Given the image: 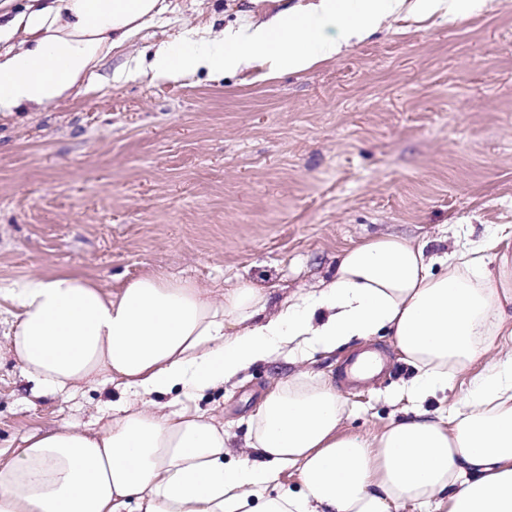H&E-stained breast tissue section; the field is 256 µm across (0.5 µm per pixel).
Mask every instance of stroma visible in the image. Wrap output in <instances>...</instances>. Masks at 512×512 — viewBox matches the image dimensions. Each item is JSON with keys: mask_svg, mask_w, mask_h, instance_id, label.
I'll return each mask as SVG.
<instances>
[{"mask_svg": "<svg viewBox=\"0 0 512 512\" xmlns=\"http://www.w3.org/2000/svg\"><path fill=\"white\" fill-rule=\"evenodd\" d=\"M64 104L0 112V451L25 432L99 430L118 391L34 394L6 335L3 295L36 274L80 273L105 291L159 270L223 292L246 280L281 303L327 277L348 246L401 235L441 254L499 237L512 253V0L383 25L336 60L220 81H114L136 48L185 49L198 0H170ZM385 352V374L348 389L346 358ZM307 371L336 384L344 429L370 435L404 408L412 369L390 336L296 363L259 364L200 400L246 455L260 396Z\"/></svg>", "mask_w": 512, "mask_h": 512, "instance_id": "obj_1", "label": "stroma"}]
</instances>
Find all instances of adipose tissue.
Wrapping results in <instances>:
<instances>
[{
    "mask_svg": "<svg viewBox=\"0 0 512 512\" xmlns=\"http://www.w3.org/2000/svg\"><path fill=\"white\" fill-rule=\"evenodd\" d=\"M460 0H300L269 20L205 34L184 54L164 43L116 72L214 80L260 65L301 72L388 21L458 14ZM166 10L163 0H28L0 11V112L68 100L116 48ZM494 238L442 255L395 235L344 250L317 287L272 305L247 281L216 295L149 272L108 293L79 274L29 276L8 350L44 392L97 380L122 395L101 430L62 426L18 440L0 459V512H512V257ZM386 333L414 375L410 409L370 436L345 432L346 404L326 379L299 374L250 419V455L227 452L223 423L199 400L259 363L336 351ZM468 397L427 403L476 362ZM172 396L177 409H149ZM298 469L299 489L274 487Z\"/></svg>",
    "mask_w": 512,
    "mask_h": 512,
    "instance_id": "1",
    "label": "adipose tissue"
}]
</instances>
